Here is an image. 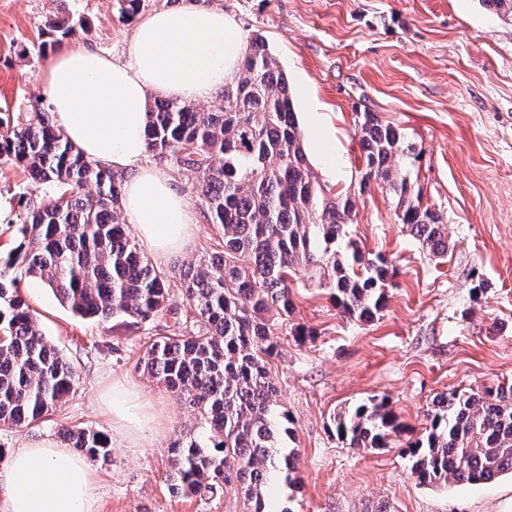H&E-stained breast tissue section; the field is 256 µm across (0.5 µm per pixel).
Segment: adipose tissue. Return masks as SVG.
Wrapping results in <instances>:
<instances>
[{
    "mask_svg": "<svg viewBox=\"0 0 512 512\" xmlns=\"http://www.w3.org/2000/svg\"><path fill=\"white\" fill-rule=\"evenodd\" d=\"M244 52L235 20L217 7L158 10L135 27L129 60L71 41L59 44L40 75L64 137L85 157L124 178L123 207L157 256L182 250L194 215L163 169L148 164L149 98L198 101L222 88ZM102 405L113 422L144 434L155 412L138 385L115 383ZM7 512H100L86 458L44 439L0 458Z\"/></svg>",
    "mask_w": 512,
    "mask_h": 512,
    "instance_id": "adipose-tissue-1",
    "label": "adipose tissue"
}]
</instances>
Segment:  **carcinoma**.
<instances>
[{
    "mask_svg": "<svg viewBox=\"0 0 512 512\" xmlns=\"http://www.w3.org/2000/svg\"><path fill=\"white\" fill-rule=\"evenodd\" d=\"M63 18L45 25L40 47L74 35ZM364 159L361 182L388 186L401 224L432 254L448 250L440 215L422 204L413 170L420 158L397 126L368 110L355 112ZM148 150L199 174L197 192L224 250L188 264L183 295L198 328L158 336L143 367L185 399L201 431L171 448L170 490L202 499L229 490L242 512H291L272 507L277 481H298L288 411L279 405L268 364L278 335L265 313L294 310L291 282L307 271L330 291L336 307L370 321L386 305L389 262L365 255L351 239L352 202L325 188L304 149L288 78L263 37L249 38L237 70L207 110L161 99L148 110ZM0 161L22 166L48 189L31 197L15 225L18 244L0 255V423L40 420L74 391L75 373L46 344L17 284L44 280L72 313L100 323L139 327L169 301L164 274L130 238L120 218L121 178L87 159L48 113L24 122L0 117ZM95 193L84 191L88 184ZM351 448H389L403 425L391 403L377 399L334 420ZM89 460L110 456L98 431L69 433ZM404 453L422 485H480L512 475V385L480 392L451 391L436 400L422 435Z\"/></svg>",
    "mask_w": 512,
    "mask_h": 512,
    "instance_id": "obj_1",
    "label": "carcinoma"
}]
</instances>
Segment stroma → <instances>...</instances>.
I'll return each instance as SVG.
<instances>
[{"mask_svg": "<svg viewBox=\"0 0 512 512\" xmlns=\"http://www.w3.org/2000/svg\"><path fill=\"white\" fill-rule=\"evenodd\" d=\"M222 7L243 36L257 33L286 72L305 149L322 185L349 195L350 229L363 253L393 264L378 319L344 317L327 288L299 276L287 320L316 331L312 341L278 338L269 373L292 420L285 445L299 453L297 489L282 488L286 512H512V475L477 485L421 486L395 448L362 450L336 436L333 418L368 402L390 400L414 432L427 425L434 400L453 390L512 385V16L481 0H204ZM73 20L76 40L128 56L134 22L117 0H0V113L20 121L48 104L39 82L44 24ZM397 125L421 152L414 169L422 202L446 226L448 255L423 251L399 224L382 184L361 186L356 110ZM176 190L197 217L191 244L177 255L152 256L170 285L171 305L134 330L74 315L49 287L19 291L45 341L77 374L74 394L38 424H0V448L93 429L112 448L94 463L100 512H241L237 495L212 499L172 495L168 446L198 433L183 398L144 373L140 361L156 333L193 327L182 295L188 263L222 250L196 193L198 175L173 170ZM39 190L20 166L0 163V250L16 246L12 229L21 196ZM484 294L473 296L476 280ZM140 385L156 413L151 434L115 425L100 398L114 381Z\"/></svg>", "mask_w": 512, "mask_h": 512, "instance_id": "35a3bbf8", "label": "stroma"}]
</instances>
